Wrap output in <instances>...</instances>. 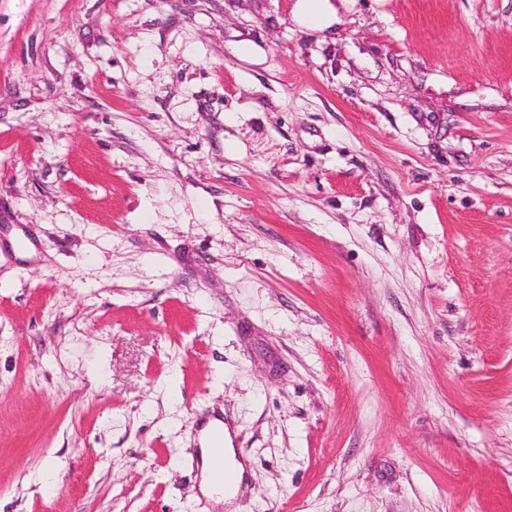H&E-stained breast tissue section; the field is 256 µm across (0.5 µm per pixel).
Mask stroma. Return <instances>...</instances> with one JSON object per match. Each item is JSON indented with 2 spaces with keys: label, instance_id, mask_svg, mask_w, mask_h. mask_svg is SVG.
<instances>
[{
  "label": "stroma",
  "instance_id": "obj_1",
  "mask_svg": "<svg viewBox=\"0 0 512 512\" xmlns=\"http://www.w3.org/2000/svg\"><path fill=\"white\" fill-rule=\"evenodd\" d=\"M297 3L0 0V512H512V0ZM221 429L224 431V437L220 435ZM202 445L201 490L208 497L222 496L225 500L230 501L238 494L244 467L242 463L236 459L234 448L230 447L229 435L224 430V424L222 422L212 420L208 423L203 431ZM218 462L237 471L239 476L238 484L226 491H224V488L216 486L212 480V473Z\"/></svg>",
  "mask_w": 512,
  "mask_h": 512
}]
</instances>
